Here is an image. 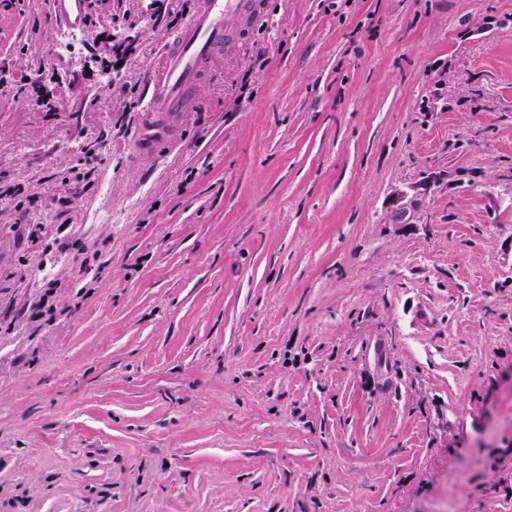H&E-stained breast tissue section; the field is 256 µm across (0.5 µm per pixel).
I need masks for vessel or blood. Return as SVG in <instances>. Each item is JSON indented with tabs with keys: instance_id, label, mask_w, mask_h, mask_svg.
Returning a JSON list of instances; mask_svg holds the SVG:
<instances>
[{
	"instance_id": "obj_1",
	"label": "vessel or blood",
	"mask_w": 512,
	"mask_h": 512,
	"mask_svg": "<svg viewBox=\"0 0 512 512\" xmlns=\"http://www.w3.org/2000/svg\"><path fill=\"white\" fill-rule=\"evenodd\" d=\"M261 19V0H195L188 22L147 75L152 94L138 131L140 152L176 138L184 114L198 107L196 89L212 64Z\"/></svg>"
}]
</instances>
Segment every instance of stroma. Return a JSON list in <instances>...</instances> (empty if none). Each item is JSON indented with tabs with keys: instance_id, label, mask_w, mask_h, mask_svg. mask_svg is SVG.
Instances as JSON below:
<instances>
[{
	"instance_id": "obj_1",
	"label": "stroma",
	"mask_w": 512,
	"mask_h": 512,
	"mask_svg": "<svg viewBox=\"0 0 512 512\" xmlns=\"http://www.w3.org/2000/svg\"><path fill=\"white\" fill-rule=\"evenodd\" d=\"M0 0V512H512V0ZM261 1L195 0L188 22L147 75L152 94L138 131L141 153L177 137L184 113L198 107L196 89L211 65L261 21Z\"/></svg>"
}]
</instances>
